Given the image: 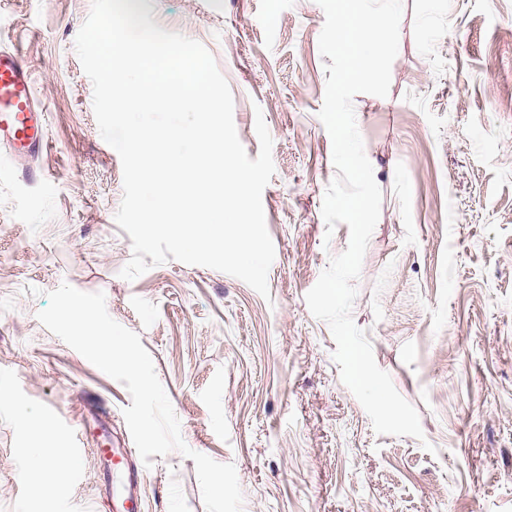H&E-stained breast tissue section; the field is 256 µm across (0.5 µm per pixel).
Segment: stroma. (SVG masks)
<instances>
[{
    "label": "stroma",
    "mask_w": 512,
    "mask_h": 512,
    "mask_svg": "<svg viewBox=\"0 0 512 512\" xmlns=\"http://www.w3.org/2000/svg\"><path fill=\"white\" fill-rule=\"evenodd\" d=\"M91 5L0 0V48L29 62L49 128L36 181L0 151V512L112 509L93 450L130 441L131 396L38 320L64 283L139 334L185 443L235 465L241 512H512V0H403L388 96L352 101L382 191L352 317L420 440L375 433L305 301L350 237L321 214L337 171L316 0H138L211 54L252 159L264 116L266 298L176 260L120 277L122 165L74 46ZM39 447L71 460L63 486L23 477ZM152 462L143 512H206L192 459Z\"/></svg>",
    "instance_id": "35a3bbf8"
}]
</instances>
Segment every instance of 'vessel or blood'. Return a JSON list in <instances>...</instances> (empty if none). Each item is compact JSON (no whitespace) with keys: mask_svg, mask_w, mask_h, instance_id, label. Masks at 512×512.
I'll list each match as a JSON object with an SVG mask.
<instances>
[{"mask_svg":"<svg viewBox=\"0 0 512 512\" xmlns=\"http://www.w3.org/2000/svg\"><path fill=\"white\" fill-rule=\"evenodd\" d=\"M0 147L13 159L39 156L48 147L44 110L37 102L30 67L15 51L0 49ZM109 477L126 487L122 512H141L142 469L129 460L126 449L96 451Z\"/></svg>","mask_w":512,"mask_h":512,"instance_id":"obj_1","label":"vessel or blood"}]
</instances>
